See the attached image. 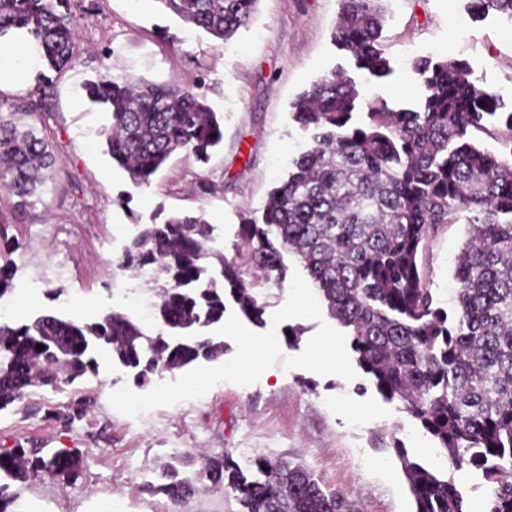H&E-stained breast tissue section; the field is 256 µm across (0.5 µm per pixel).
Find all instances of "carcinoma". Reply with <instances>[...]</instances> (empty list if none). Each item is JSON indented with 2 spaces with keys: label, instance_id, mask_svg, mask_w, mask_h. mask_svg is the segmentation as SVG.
Returning a JSON list of instances; mask_svg holds the SVG:
<instances>
[{
  "label": "carcinoma",
  "instance_id": "1",
  "mask_svg": "<svg viewBox=\"0 0 512 512\" xmlns=\"http://www.w3.org/2000/svg\"><path fill=\"white\" fill-rule=\"evenodd\" d=\"M74 0H0V39L15 29L31 35L39 58L60 73L77 53ZM183 22L219 43L248 28L259 0H157ZM332 40L350 51L357 68L373 76L390 72L379 39L388 0H341ZM482 12L512 21V0H474ZM413 72L425 95L415 108H389L369 98L353 79L323 75L291 104L295 122L313 129L312 144L291 162L271 192L262 223L240 227L249 265L267 281L284 278L283 252L294 254L326 303L329 316L350 332V347L379 393L396 401L435 441L447 461L439 473L408 460L393 442L414 512H468L471 506L453 472H482L489 493L483 512H512V161L467 140L469 129L497 115L503 95L478 85L466 64L446 55L420 59ZM46 86L29 92L22 124L0 113V186L21 216L44 194L56 158L38 130ZM109 121L99 131L106 151L140 187L178 151L199 160L223 138L219 119L193 87L144 79L98 76L82 86ZM366 110L361 124L356 110ZM468 224L453 279L454 312L426 287L418 264L439 224ZM0 214V298L15 267ZM213 227L201 214H173L145 224L116 261L134 278L155 285L159 329L112 310L81 321L40 314L14 325L0 320V410L30 388H60L97 371L95 344L112 350L151 376L224 356V343L199 330L224 319V298L258 325V301L240 265L207 249ZM216 260L224 287L201 286L206 264ZM43 349L38 350L36 346ZM83 460L73 452L40 456L20 445L0 449V512L11 509L21 485L40 476L71 478ZM248 478L224 454L209 459L207 474L244 512H359L349 494L330 491L304 466L257 454ZM158 489L183 503L195 481L165 474Z\"/></svg>",
  "mask_w": 512,
  "mask_h": 512
}]
</instances>
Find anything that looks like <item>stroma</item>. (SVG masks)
Returning a JSON list of instances; mask_svg holds the SVG:
<instances>
[{
    "instance_id": "35a3bbf8",
    "label": "stroma",
    "mask_w": 512,
    "mask_h": 512,
    "mask_svg": "<svg viewBox=\"0 0 512 512\" xmlns=\"http://www.w3.org/2000/svg\"><path fill=\"white\" fill-rule=\"evenodd\" d=\"M469 3L390 0L381 44L391 71L367 81L351 54L331 41L339 0H260L251 26L224 47L159 0H79L76 58L52 75L43 101L57 189L7 229L17 266L10 321L40 313L74 319L82 310L117 307L121 294L144 283L118 270L116 259L140 225L175 213L203 214L214 227L211 249L243 259L240 225L260 222L268 194L310 143L289 104L331 71L365 82L369 95L392 108L414 107L424 89L412 62L445 52L466 62L479 84L501 91L512 112V22L494 12L473 14ZM100 75L201 85L223 117L221 143L207 161L178 153L150 186L133 185L98 136L105 113L82 96L83 82ZM202 180L208 192H200ZM467 231L464 223L438 226L419 257L427 287L447 311ZM284 264L278 285L249 273L266 304L265 326L227 302L223 323L210 330L224 342L220 360L141 386L134 369L97 346V374L58 392L29 389L1 410L0 448L76 450L84 458L73 481L27 483L23 512H100L108 501L120 512H239L223 487L200 475L204 457L224 453L242 465L257 454L303 464L326 488L350 494L362 512H412L390 443L399 439L410 459L426 465L434 460L432 440L359 367L347 331L328 315L296 256L285 254ZM291 328L301 332L294 345L285 337ZM85 397L92 405L81 418H58L60 407ZM170 466L197 478L189 502L160 492Z\"/></svg>"
}]
</instances>
